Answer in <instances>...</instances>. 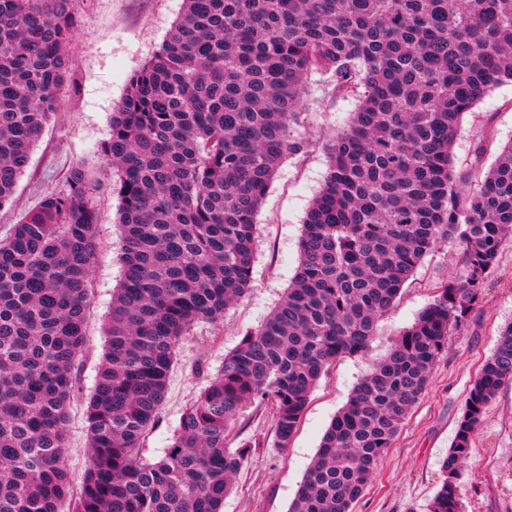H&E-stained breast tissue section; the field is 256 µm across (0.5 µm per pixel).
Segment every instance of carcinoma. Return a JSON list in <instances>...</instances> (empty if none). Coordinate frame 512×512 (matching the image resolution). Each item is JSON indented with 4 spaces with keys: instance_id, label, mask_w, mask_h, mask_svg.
<instances>
[{
    "instance_id": "cac0c4a2",
    "label": "carcinoma",
    "mask_w": 512,
    "mask_h": 512,
    "mask_svg": "<svg viewBox=\"0 0 512 512\" xmlns=\"http://www.w3.org/2000/svg\"><path fill=\"white\" fill-rule=\"evenodd\" d=\"M77 27L70 0H0V208L56 111ZM331 77L358 106L324 145L291 286L183 412L162 457L140 449L176 349L247 292L256 216L276 171L307 152L292 134L305 80ZM512 82V0H183L158 54L134 73L100 154L117 191L122 277L84 418L79 487L66 463L80 392L90 272L100 242L79 166L0 240V512H221L252 449L226 447L255 401L286 452L311 392L362 354L420 262L456 240L465 270L353 389L288 512H352L448 336L462 330L512 239V142L462 189L453 144L465 113ZM512 325L472 384L428 512H462L460 470L501 383Z\"/></svg>"
}]
</instances>
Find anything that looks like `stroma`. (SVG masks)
I'll use <instances>...</instances> for the list:
<instances>
[{"label": "stroma", "instance_id": "1", "mask_svg": "<svg viewBox=\"0 0 512 512\" xmlns=\"http://www.w3.org/2000/svg\"><path fill=\"white\" fill-rule=\"evenodd\" d=\"M183 0H71L78 19L67 47L69 74L58 92L57 110L33 148L13 206L0 209V239L43 196L67 187L70 171L82 166L95 180L107 175L97 147L107 140L115 106L128 80L159 50L182 9ZM357 101L339 97L328 76L306 81L304 109L294 131L308 140L301 156L278 169L256 217L258 243L250 288L225 313L223 322H198L178 346L159 418L146 435L142 453L163 454L185 408L221 368L246 332L255 330L280 302L298 266L302 224L327 172L324 143L347 125ZM512 141V84L486 95L466 113L453 148L458 173L490 166ZM102 246L92 268L86 351L79 372L91 392L105 345L112 291L122 274L118 200L102 191L92 196ZM464 271L462 249L446 243L427 255L380 324L365 353L340 358L320 378L287 452L274 448V420L263 404L246 405L232 422L229 448L262 440L233 480L223 512H288L303 474L331 421L354 387L382 358L399 330L409 327L428 305L433 286ZM512 323V241H506L482 300L467 327L450 336L429 386L409 412L375 479L353 512H427L445 473L442 462L452 446L470 387L496 349L499 333ZM473 453L462 469L463 512H512V381L504 382L473 435Z\"/></svg>", "mask_w": 512, "mask_h": 512}]
</instances>
